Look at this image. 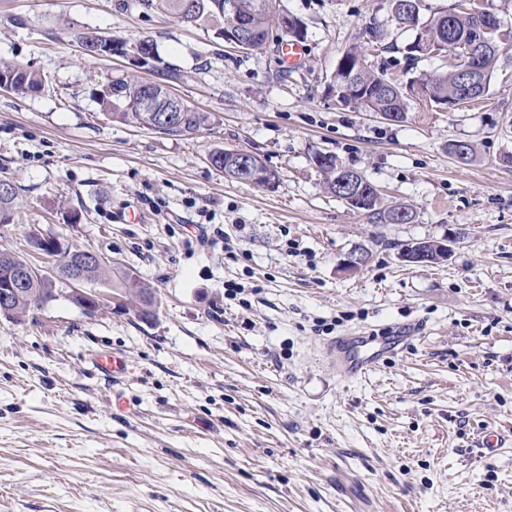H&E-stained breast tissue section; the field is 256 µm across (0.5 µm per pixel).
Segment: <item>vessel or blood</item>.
<instances>
[{
  "label": "vessel or blood",
  "mask_w": 512,
  "mask_h": 512,
  "mask_svg": "<svg viewBox=\"0 0 512 512\" xmlns=\"http://www.w3.org/2000/svg\"><path fill=\"white\" fill-rule=\"evenodd\" d=\"M412 326L406 325L397 331L388 342L377 343L374 333L345 334L336 337L328 345L334 358L338 374L346 378H360L376 370L381 358L389 351L404 347L411 339ZM99 371L118 379L128 371V362L123 355L112 353L97 358Z\"/></svg>",
  "instance_id": "1"
}]
</instances>
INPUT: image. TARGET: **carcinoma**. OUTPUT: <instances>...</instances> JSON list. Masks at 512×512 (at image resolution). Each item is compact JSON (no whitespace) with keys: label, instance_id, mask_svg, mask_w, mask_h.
<instances>
[{"label":"carcinoma","instance_id":"carcinoma-1","mask_svg":"<svg viewBox=\"0 0 512 512\" xmlns=\"http://www.w3.org/2000/svg\"><path fill=\"white\" fill-rule=\"evenodd\" d=\"M272 0H235L240 14L249 18L261 42L268 40L273 29L277 28L271 6L264 2ZM185 0H136V5L142 12H161L168 14L184 24L214 28L218 37H224V28L228 27L231 19L224 9L226 0H196L197 10L192 16L183 13ZM398 25L410 27L422 41L443 39L453 42L457 36L473 33L475 21L473 17L456 5L454 10L441 14L423 22L415 23L414 18L400 14L394 17ZM340 61L350 66L355 72V80L359 83L373 82L375 90L370 92L365 110L369 112H404L409 113L408 101L398 81L385 72L377 73L368 64L367 54L357 46L343 52ZM6 77L8 85L3 91L14 95H26L42 88L43 81L38 74L23 66L0 60V77ZM465 76L463 65H446V69H438L423 73L418 79L429 88L431 101L437 103L442 99L452 100ZM180 79L175 70L159 72L156 88L159 91L158 108L164 109L174 99L168 85ZM141 80L134 76H126L111 80L98 90L99 103L103 114L114 122L151 129L159 134L168 136H191L209 126L212 117L208 112H200L189 106L177 113L176 122L171 127L160 126L155 114L142 107L139 100ZM331 165L322 171L324 187L331 194H336V175L339 167L335 155H330ZM20 204V188L6 178H0V223L9 220L10 213ZM29 244H38L39 248L47 251L58 267V278L49 281L31 263L17 253L0 249V289L10 282L15 272L28 270L26 284L21 287V298L14 301L17 318H22L44 308L53 301V290L57 284L70 281L71 275L82 277L85 285H102L110 287L127 297L137 311L138 316L148 318L154 313L156 306L155 292L144 281L129 272H114L112 263L99 262L94 258L85 261L77 255L69 253L67 247L50 248L51 241H42L38 235L28 236Z\"/></svg>","mask_w":512,"mask_h":512}]
</instances>
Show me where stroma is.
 I'll return each mask as SVG.
<instances>
[{"instance_id":"stroma-1","label":"stroma","mask_w":512,"mask_h":512,"mask_svg":"<svg viewBox=\"0 0 512 512\" xmlns=\"http://www.w3.org/2000/svg\"><path fill=\"white\" fill-rule=\"evenodd\" d=\"M277 7L305 31L289 71L274 34L245 53L135 0H0V59L44 82L0 91V178L23 195L0 249L55 234L159 298L146 320L118 295L91 316L63 285L35 319L0 318V512H512V51L481 104L391 124L325 91L371 25L398 44L375 71L405 68L414 33L386 0ZM87 30L153 39L158 60L86 59ZM166 68L209 127L166 136L102 114L108 78ZM457 140L469 163L449 153ZM217 149L257 153L276 187L226 177ZM317 151L414 221L373 224L328 194ZM456 228L447 261L400 260L403 244ZM360 245L369 264L344 274ZM230 280L242 299L225 298ZM411 320L418 339L374 372L336 373L333 336ZM112 352L130 361L117 385L95 365ZM486 430L506 437L489 458Z\"/></svg>"}]
</instances>
